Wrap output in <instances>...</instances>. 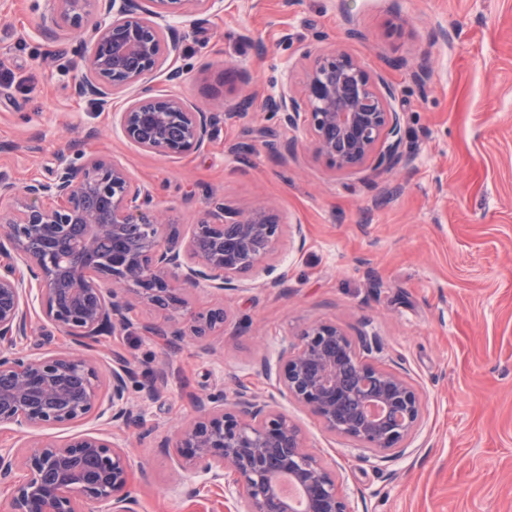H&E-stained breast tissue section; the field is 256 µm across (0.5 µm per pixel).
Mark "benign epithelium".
<instances>
[{
  "label": "benign epithelium",
  "instance_id": "7a95c632",
  "mask_svg": "<svg viewBox=\"0 0 512 512\" xmlns=\"http://www.w3.org/2000/svg\"><path fill=\"white\" fill-rule=\"evenodd\" d=\"M41 29L74 30L92 17L84 42L86 71L73 94L112 113L113 126L144 151L180 157L211 140L218 116L190 106L177 87L182 42L177 25L215 9L221 0H48ZM179 24H174V20ZM165 75L167 87L152 85ZM393 92L352 55L331 50L314 57L298 84L285 82L263 99L285 128L303 131L313 152L336 172L389 170L402 159L401 117ZM0 427L19 432L68 428L90 418L125 427L142 411L129 398L135 372L118 359L102 377L87 347L98 337L134 327L140 306L165 311L164 333L186 343L219 329L227 316L217 308L184 312L180 291L206 285L240 287L238 274L271 277L265 263L276 251L282 223L275 205L257 200L245 209L219 207L191 225H171L153 204L152 191L132 181L126 168L105 155L66 164L19 188L0 172ZM70 340L55 353H25L30 335V297ZM345 336L336 325L314 323L296 344L283 347L276 366L261 372L278 392L311 408L331 433L387 451L416 428L420 396L402 376L359 362L358 395L365 422L336 421L345 399L330 344ZM198 416L180 424L165 448L187 474L224 481V498L242 500L247 512H293L279 490L290 475L303 489L306 512H351L336 478L318 453L307 448L300 427L245 386L230 395L195 397ZM130 457L119 445L92 433L63 440L26 441L0 448V481L11 486L9 512H134L129 492Z\"/></svg>",
  "mask_w": 512,
  "mask_h": 512
}]
</instances>
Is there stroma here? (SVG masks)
<instances>
[{"instance_id":"35a3bbf8","label":"stroma","mask_w":512,"mask_h":512,"mask_svg":"<svg viewBox=\"0 0 512 512\" xmlns=\"http://www.w3.org/2000/svg\"><path fill=\"white\" fill-rule=\"evenodd\" d=\"M182 42L180 90L221 119L198 152H145L110 111L71 92L85 61L69 31H40L45 0H0V171L17 183L103 153L153 187L180 232L212 209L267 199L285 234L272 261L279 288H191L188 310L224 308V332L172 349L138 329L101 336L137 371L169 372L159 397L131 384L142 424L90 419L49 439L94 432L131 459L135 512H245L222 487L187 476L160 448L194 398L240 381L276 399L335 474L353 512H512V0H224ZM343 49L383 75L401 114L404 157L393 169L333 171L262 108L285 65L301 80L308 56ZM426 65L429 77L414 72ZM336 324L358 354L405 378L421 419L401 449H361L308 408L279 398L256 371L311 323ZM372 349L361 348V340Z\"/></svg>"}]
</instances>
